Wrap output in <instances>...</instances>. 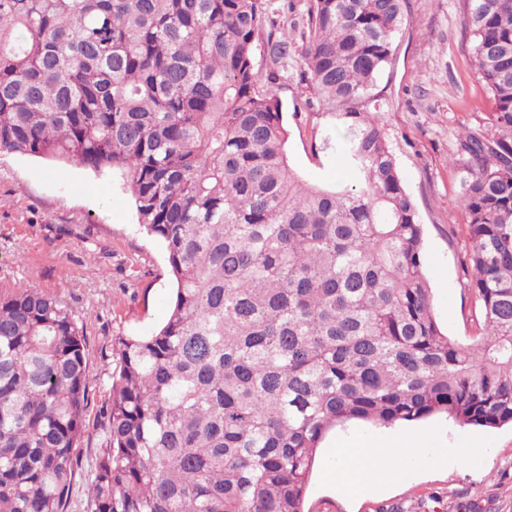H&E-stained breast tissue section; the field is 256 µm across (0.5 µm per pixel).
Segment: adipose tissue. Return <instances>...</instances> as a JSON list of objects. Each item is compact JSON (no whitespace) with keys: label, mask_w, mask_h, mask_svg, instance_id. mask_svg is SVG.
Listing matches in <instances>:
<instances>
[{"label":"adipose tissue","mask_w":512,"mask_h":512,"mask_svg":"<svg viewBox=\"0 0 512 512\" xmlns=\"http://www.w3.org/2000/svg\"><path fill=\"white\" fill-rule=\"evenodd\" d=\"M363 452H351L347 448L336 450V471L334 483L344 492L356 495L362 492L371 482H385L393 474L388 460L398 457L395 443L366 439L363 440Z\"/></svg>","instance_id":"obj_1"}]
</instances>
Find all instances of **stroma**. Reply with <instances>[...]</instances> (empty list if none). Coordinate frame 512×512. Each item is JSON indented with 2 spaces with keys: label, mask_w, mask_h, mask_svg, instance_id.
I'll return each instance as SVG.
<instances>
[{
  "label": "stroma",
  "mask_w": 512,
  "mask_h": 512,
  "mask_svg": "<svg viewBox=\"0 0 512 512\" xmlns=\"http://www.w3.org/2000/svg\"><path fill=\"white\" fill-rule=\"evenodd\" d=\"M467 0H406L405 20L393 40L392 58L373 89L381 126L402 182L425 230L426 267L433 309L445 334L467 345L478 334V308L468 292V221L461 204L467 160L459 149L465 132L493 136L488 91L479 80L463 38ZM311 0H267L275 25L259 34L260 75L271 63L262 45L287 38L291 56L274 90L288 126V155L308 178L343 176L341 158L314 152L311 129L322 123L317 95L305 74L304 46ZM304 112H295V105ZM20 285L62 296L83 328L94 378L86 431L70 512H81L89 475L101 451L99 410L116 367L112 344L144 336L167 319L172 281L164 245L142 233L134 204L119 174L24 155L0 156V292ZM397 440L413 464L392 483L357 500L337 492L331 476L336 445L360 438ZM512 512V427L466 426L436 415L390 427L348 422L320 443L305 499L307 512Z\"/></svg>",
  "instance_id": "1"
}]
</instances>
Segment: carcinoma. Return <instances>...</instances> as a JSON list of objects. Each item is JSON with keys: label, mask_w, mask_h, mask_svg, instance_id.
<instances>
[{"label": "carcinoma", "mask_w": 512, "mask_h": 512, "mask_svg": "<svg viewBox=\"0 0 512 512\" xmlns=\"http://www.w3.org/2000/svg\"><path fill=\"white\" fill-rule=\"evenodd\" d=\"M404 2L312 0L314 149L348 171L313 183L255 68L265 0H0V154L121 172L176 283L158 330L118 339L83 512H305L338 424L512 425V0L463 20L496 121L461 143L471 346L434 315L372 94ZM91 383L66 300L0 293V512H68Z\"/></svg>", "instance_id": "1"}]
</instances>
